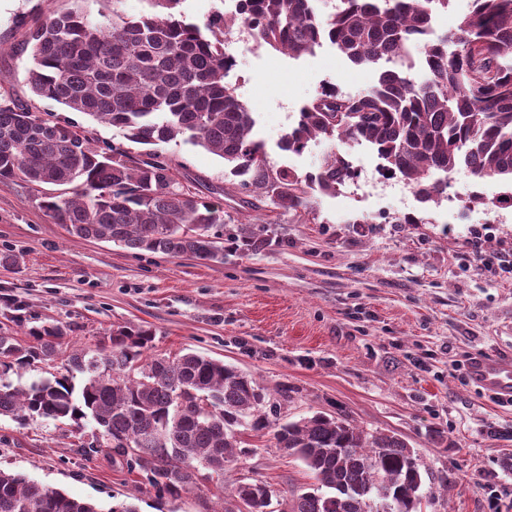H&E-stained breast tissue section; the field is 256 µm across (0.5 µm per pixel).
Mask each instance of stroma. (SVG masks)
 I'll return each mask as SVG.
<instances>
[{"label":"stroma","instance_id":"35a3bbf8","mask_svg":"<svg viewBox=\"0 0 512 512\" xmlns=\"http://www.w3.org/2000/svg\"><path fill=\"white\" fill-rule=\"evenodd\" d=\"M71 0H0V102L27 101L28 55L23 35L48 11ZM231 80L252 112L254 134L266 145L272 170L316 171L329 144L309 142L301 154L279 149L300 109L331 84L355 95L377 78L330 43L294 59L270 47L253 52L233 43ZM38 109L71 125L92 147H124L133 160L146 146L121 131L48 100ZM362 166L359 183L333 196L315 195L317 221L291 215L264 227V246L225 252L223 260L173 258L70 235L46 216L47 185L0 184V331L26 343L4 299L25 306L30 325L59 322L71 331L49 365L10 374L24 387L62 374L73 351H90L113 328L155 330L154 354L183 350L223 360L253 374L279 406L280 421L314 412H340L368 430L407 438L425 470L424 512H512V405L491 401L455 361L512 360V276L494 275L476 251L512 253V221L489 226L491 239L474 248L472 228L486 224L482 205L453 218L447 203L419 202L413 189L378 180V159L351 145ZM180 187L220 200L233 178L223 159L174 140L158 150ZM426 216L423 224L400 216ZM251 455L215 488L198 477L178 499L146 490L112 450L78 453L75 429L52 420L19 423L0 417V468L21 472L69 496L111 507L135 503L138 512H215L231 499L236 478L267 482L280 505L307 490L312 479L296 457L274 448L270 433L250 432Z\"/></svg>","mask_w":512,"mask_h":512}]
</instances>
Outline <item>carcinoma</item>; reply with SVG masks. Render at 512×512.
Instances as JSON below:
<instances>
[{
	"mask_svg": "<svg viewBox=\"0 0 512 512\" xmlns=\"http://www.w3.org/2000/svg\"><path fill=\"white\" fill-rule=\"evenodd\" d=\"M93 20L83 12L51 10L29 27L23 51L26 81L37 97L119 129L132 143L158 146L181 138L222 158L240 178L247 206L260 224L291 213L311 221L314 193L334 195L356 178L341 147L366 142L384 160L382 171L413 187L424 203L448 195L449 176L465 167L477 183H512V0H471L456 29L437 40L424 35L438 7L450 0H339L326 15L318 0H240L233 18L204 26L186 21L182 0H149L152 11L129 17L122 0ZM252 28L262 43L292 57L322 41L351 62L378 67L367 91L322 88L299 112L280 149L299 153L311 140L330 148L316 173L273 171L255 119L225 78L224 32ZM423 58L417 79L413 53ZM24 180L60 187L42 209L70 234L131 250L224 259L220 202L175 186L165 162L130 165L116 146L94 149L69 126L31 108L0 103V183ZM30 342L0 333V416L92 420L99 432L85 455L102 447L173 499L190 491L199 468L219 480L234 471L247 431L272 432L274 446L297 456L314 480L292 512H374L381 493L391 512H418L421 464L403 436L366 430L343 415L316 413L278 422L256 378L222 360L192 351L151 355L156 333L144 326L112 331L94 353L75 351L67 374L25 387L3 382L11 373L55 360L67 327L29 328ZM85 375L81 385L74 373ZM234 497L250 512H274L270 485L236 482ZM0 512H99L22 473L0 470Z\"/></svg>",
	"mask_w": 512,
	"mask_h": 512,
	"instance_id": "cac0c4a2",
	"label": "carcinoma"
}]
</instances>
